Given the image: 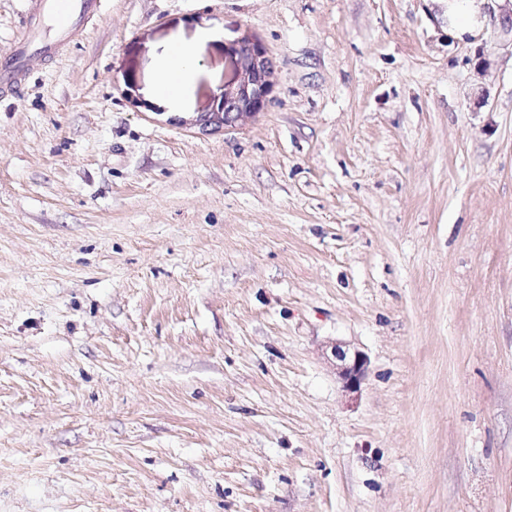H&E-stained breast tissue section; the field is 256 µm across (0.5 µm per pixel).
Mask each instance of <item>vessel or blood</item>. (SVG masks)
Here are the masks:
<instances>
[{
  "label": "vessel or blood",
  "mask_w": 512,
  "mask_h": 512,
  "mask_svg": "<svg viewBox=\"0 0 512 512\" xmlns=\"http://www.w3.org/2000/svg\"><path fill=\"white\" fill-rule=\"evenodd\" d=\"M25 28L4 72L0 97L18 96L32 70L65 51L84 22L99 11L100 0H27Z\"/></svg>",
  "instance_id": "obj_1"
}]
</instances>
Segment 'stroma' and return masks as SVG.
<instances>
[{
    "instance_id": "stroma-1",
    "label": "stroma",
    "mask_w": 512,
    "mask_h": 512,
    "mask_svg": "<svg viewBox=\"0 0 512 512\" xmlns=\"http://www.w3.org/2000/svg\"><path fill=\"white\" fill-rule=\"evenodd\" d=\"M100 2L0 98V512H512V43L442 0ZM246 28L267 107L186 127ZM446 1L448 30L459 37L472 34L483 23L481 10L484 0H442ZM166 68L160 73L157 89L168 96L184 92L197 70L191 53L182 45L171 43L164 51ZM331 353L343 391L346 394L358 393L367 371V356L360 350L339 343L332 346Z\"/></svg>"
}]
</instances>
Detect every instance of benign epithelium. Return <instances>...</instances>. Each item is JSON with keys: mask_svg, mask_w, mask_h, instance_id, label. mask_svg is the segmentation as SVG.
Returning <instances> with one entry per match:
<instances>
[{"mask_svg": "<svg viewBox=\"0 0 512 512\" xmlns=\"http://www.w3.org/2000/svg\"><path fill=\"white\" fill-rule=\"evenodd\" d=\"M503 2L499 14L500 32L512 36V0ZM225 50L236 63V73L224 83L220 106L195 119L184 120L182 124L202 129L235 127L265 109L274 87L273 66L265 45L246 29ZM331 353L343 391L347 394L359 392L367 371V356L339 343L332 346Z\"/></svg>", "mask_w": 512, "mask_h": 512, "instance_id": "benign-epithelium-1", "label": "benign epithelium"}]
</instances>
